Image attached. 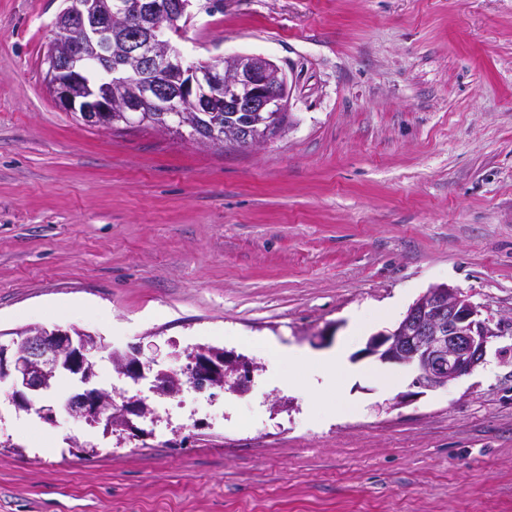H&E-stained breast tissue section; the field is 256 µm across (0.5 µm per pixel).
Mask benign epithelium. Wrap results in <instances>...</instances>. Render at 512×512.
Instances as JSON below:
<instances>
[{"label": "benign epithelium", "mask_w": 512, "mask_h": 512, "mask_svg": "<svg viewBox=\"0 0 512 512\" xmlns=\"http://www.w3.org/2000/svg\"><path fill=\"white\" fill-rule=\"evenodd\" d=\"M53 23L48 84L58 106L80 114L90 124L119 126L140 114L163 132L195 126L199 112H248L262 133L244 140L235 128L210 127L195 143L263 144L273 120L287 111L292 84L269 58L234 54L209 61H189L180 47L181 21L192 17V0H66ZM96 63L107 77L92 83L88 68ZM493 332L478 319L468 296L445 285L429 289L392 329L371 336L364 355L382 362L411 364V386L434 390L471 374L485 360ZM107 350L101 337L77 328L24 327L4 339L0 333V381H9L12 403L53 422L57 407L40 399L68 375L78 381L63 405L69 415L89 424L112 422L136 432L144 417L137 399L118 405L104 389L92 384L89 366ZM116 372L139 381L152 370L135 345L114 354ZM193 371L186 379L159 371L152 390L172 396L185 384L216 396L236 390L255 370L247 359L228 356L220 348H199L187 357Z\"/></svg>", "instance_id": "obj_1"}]
</instances>
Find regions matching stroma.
I'll return each instance as SVG.
<instances>
[{"mask_svg": "<svg viewBox=\"0 0 512 512\" xmlns=\"http://www.w3.org/2000/svg\"><path fill=\"white\" fill-rule=\"evenodd\" d=\"M64 6L0 0V331L256 369L184 408L142 381L156 417L120 438L0 382V512H512V0H196L188 59L259 54L293 84L284 128L247 149L61 110L43 58ZM438 285L493 335L415 396L351 317L392 329ZM272 341L347 347L360 373L323 397L340 419L277 386Z\"/></svg>", "mask_w": 512, "mask_h": 512, "instance_id": "35a3bbf8", "label": "stroma"}]
</instances>
